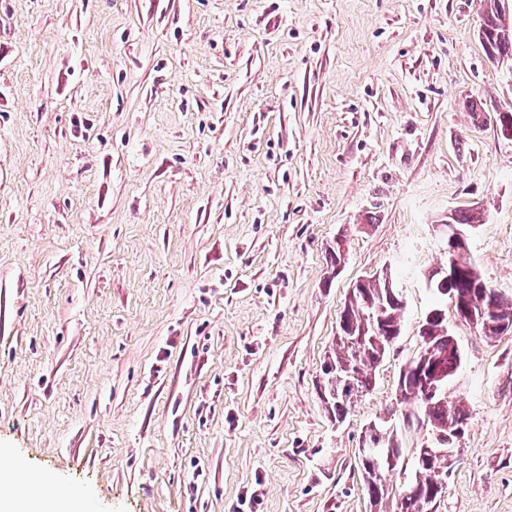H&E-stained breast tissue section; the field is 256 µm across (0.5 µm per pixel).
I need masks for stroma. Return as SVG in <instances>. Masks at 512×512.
<instances>
[{"instance_id": "stroma-1", "label": "stroma", "mask_w": 512, "mask_h": 512, "mask_svg": "<svg viewBox=\"0 0 512 512\" xmlns=\"http://www.w3.org/2000/svg\"><path fill=\"white\" fill-rule=\"evenodd\" d=\"M479 0H0V465L95 512H369L357 448L440 298L436 232L512 299V61ZM347 242L333 267L328 251ZM401 333L345 421L349 288ZM469 413L436 512H512V332L451 323ZM484 220V214L482 211L468 208L459 209L448 217V221L453 224H440L437 225L438 237L447 247L445 252L448 254V266L444 270L439 278L434 281L429 280V285L434 286L438 283V287L441 290H446L449 283L457 276L461 271L462 262L465 261L469 255V234L468 231L456 224H473L468 226L475 228L476 224H482Z\"/></svg>"}]
</instances>
